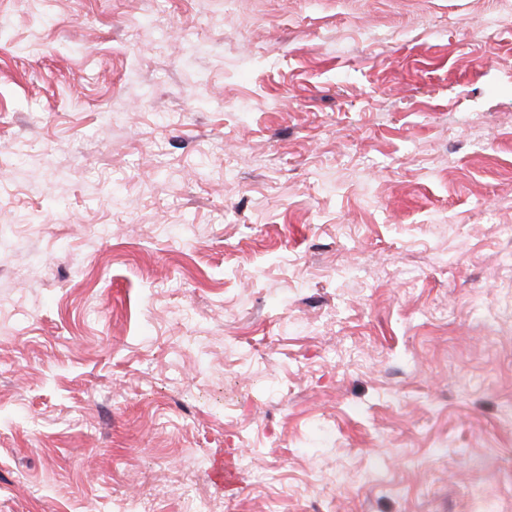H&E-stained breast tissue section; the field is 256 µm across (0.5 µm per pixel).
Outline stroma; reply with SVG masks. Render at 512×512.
<instances>
[{"mask_svg": "<svg viewBox=\"0 0 512 512\" xmlns=\"http://www.w3.org/2000/svg\"><path fill=\"white\" fill-rule=\"evenodd\" d=\"M512 512V0H0V512Z\"/></svg>", "mask_w": 512, "mask_h": 512, "instance_id": "1", "label": "stroma"}]
</instances>
